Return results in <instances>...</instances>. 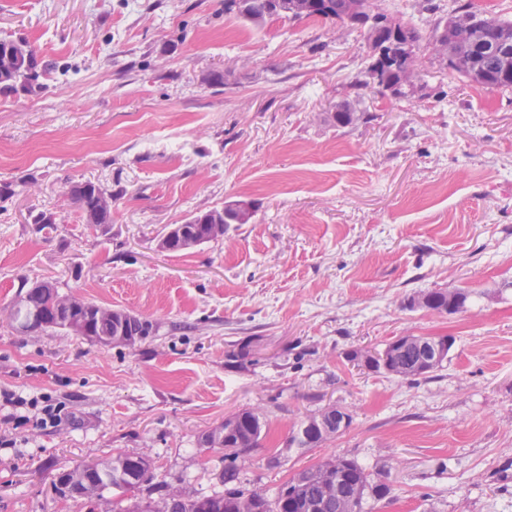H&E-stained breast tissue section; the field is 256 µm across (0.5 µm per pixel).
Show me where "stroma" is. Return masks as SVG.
Instances as JSON below:
<instances>
[{"label":"stroma","mask_w":512,"mask_h":512,"mask_svg":"<svg viewBox=\"0 0 512 512\" xmlns=\"http://www.w3.org/2000/svg\"><path fill=\"white\" fill-rule=\"evenodd\" d=\"M375 6L426 35L445 15ZM18 38L43 66L40 93L0 91V185L16 190L0 199V512H89L55 475L119 453L221 491L222 452L200 439L245 410L268 432L239 463L245 489L275 496L340 455L391 487L364 512H512V89L423 49L422 94L358 91L372 62L360 30L253 27L224 0H0V39ZM344 100L357 119L339 127ZM85 180L116 193L111 224L82 223L61 195ZM229 201L251 204L249 223L160 249ZM41 210L55 223H31ZM41 280L155 332L132 347L17 332L10 306ZM435 289L464 291L463 311L408 307ZM402 336L455 343L414 381L345 358ZM244 346L241 367L229 354ZM332 406L347 429L270 464Z\"/></svg>","instance_id":"obj_1"}]
</instances>
